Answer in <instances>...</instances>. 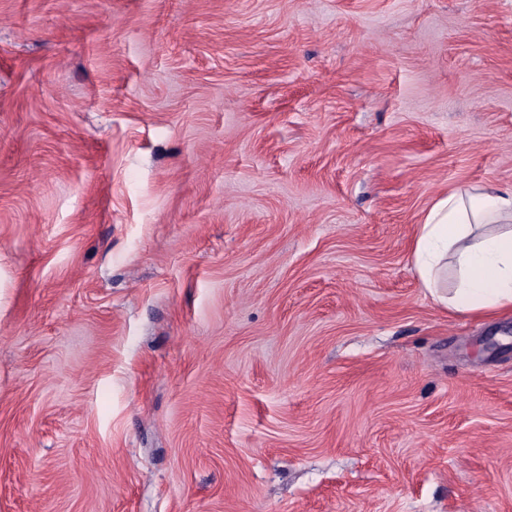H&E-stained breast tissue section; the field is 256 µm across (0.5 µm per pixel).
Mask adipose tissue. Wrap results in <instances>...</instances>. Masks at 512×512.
<instances>
[{"label": "adipose tissue", "instance_id": "obj_1", "mask_svg": "<svg viewBox=\"0 0 512 512\" xmlns=\"http://www.w3.org/2000/svg\"><path fill=\"white\" fill-rule=\"evenodd\" d=\"M413 261L449 310H512V187L454 190L436 200L417 226Z\"/></svg>", "mask_w": 512, "mask_h": 512}]
</instances>
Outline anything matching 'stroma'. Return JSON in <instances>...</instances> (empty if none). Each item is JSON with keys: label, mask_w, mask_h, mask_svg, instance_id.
<instances>
[{"label": "stroma", "mask_w": 512, "mask_h": 512, "mask_svg": "<svg viewBox=\"0 0 512 512\" xmlns=\"http://www.w3.org/2000/svg\"><path fill=\"white\" fill-rule=\"evenodd\" d=\"M489 186L512 0H0V512H512ZM511 224L512 187L454 190L436 200L414 242L423 285L450 311L492 316L512 310ZM449 263L455 288H446Z\"/></svg>", "instance_id": "35a3bbf8"}]
</instances>
